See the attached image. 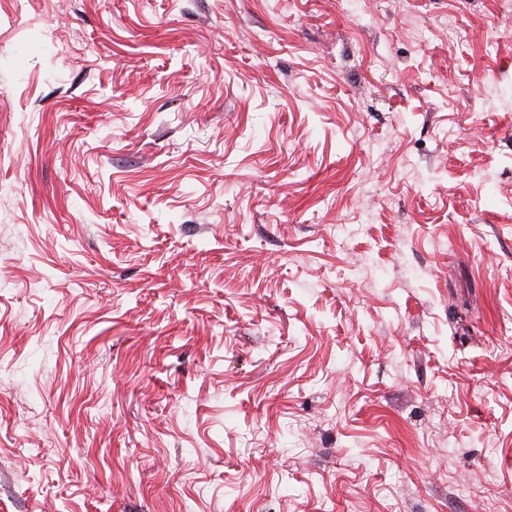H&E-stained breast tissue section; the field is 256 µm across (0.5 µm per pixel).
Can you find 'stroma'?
Here are the masks:
<instances>
[{
	"mask_svg": "<svg viewBox=\"0 0 512 512\" xmlns=\"http://www.w3.org/2000/svg\"><path fill=\"white\" fill-rule=\"evenodd\" d=\"M363 7L0 0V512H512V9Z\"/></svg>",
	"mask_w": 512,
	"mask_h": 512,
	"instance_id": "obj_1",
	"label": "stroma"
}]
</instances>
